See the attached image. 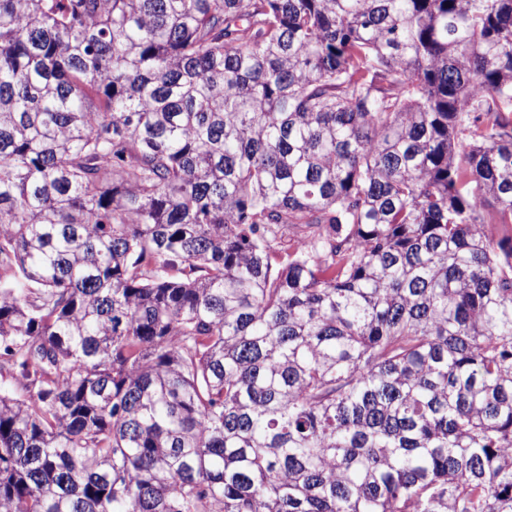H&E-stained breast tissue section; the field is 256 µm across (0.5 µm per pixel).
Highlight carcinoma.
<instances>
[{"label": "carcinoma", "instance_id": "carcinoma-1", "mask_svg": "<svg viewBox=\"0 0 512 512\" xmlns=\"http://www.w3.org/2000/svg\"><path fill=\"white\" fill-rule=\"evenodd\" d=\"M512 0H0V512H512Z\"/></svg>", "mask_w": 512, "mask_h": 512}]
</instances>
